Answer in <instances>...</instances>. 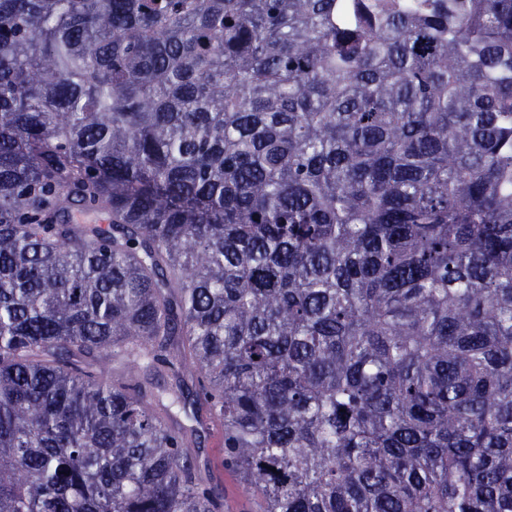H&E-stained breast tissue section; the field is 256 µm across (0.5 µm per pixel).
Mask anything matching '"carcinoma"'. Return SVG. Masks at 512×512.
<instances>
[{
    "mask_svg": "<svg viewBox=\"0 0 512 512\" xmlns=\"http://www.w3.org/2000/svg\"><path fill=\"white\" fill-rule=\"evenodd\" d=\"M512 512V0H0V512ZM202 453L199 458L200 467L202 472L213 482L222 485L224 487V512H253L255 511L254 505L256 504L252 499L246 500L243 504L237 505L239 499L244 498L239 488L237 479L233 472L228 469L224 471L216 467L213 455H212V434L210 425L206 428L202 434ZM228 502L229 507L238 506L243 510L230 511L225 510V503Z\"/></svg>",
    "mask_w": 512,
    "mask_h": 512,
    "instance_id": "obj_1",
    "label": "carcinoma"
}]
</instances>
